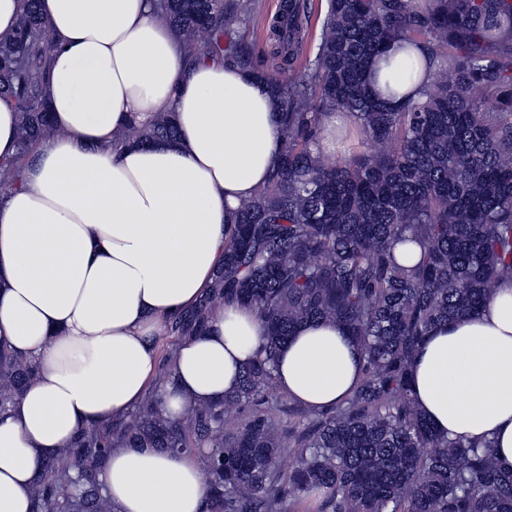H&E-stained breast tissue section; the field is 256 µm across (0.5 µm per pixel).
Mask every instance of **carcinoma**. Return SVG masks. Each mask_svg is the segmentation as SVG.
Listing matches in <instances>:
<instances>
[{"label":"carcinoma","instance_id":"carcinoma-1","mask_svg":"<svg viewBox=\"0 0 512 512\" xmlns=\"http://www.w3.org/2000/svg\"><path fill=\"white\" fill-rule=\"evenodd\" d=\"M36 2L24 0L15 36L0 41V101L18 115V152L0 161V195L55 134ZM157 5L188 56L253 67L236 0ZM305 10V0H284L270 29L280 65L262 70L282 157L239 210L209 295L167 326L189 336L203 330L209 307L238 302L262 317L263 346L224 402L169 418L149 396L129 420L50 455L30 488L34 512H112L98 471L117 444L199 457L204 512H289L315 491L324 512H512V474L498 468L493 442L437 433L408 379L437 324L477 313L512 280V0H328L320 41L297 71ZM396 39L423 42L438 66L426 100L394 112L365 75ZM337 112L379 149L326 155L317 132ZM177 133L167 113L131 122L124 139L144 145ZM314 322L343 325L361 345L360 385L334 414L298 423L286 439L262 410L224 430L229 409L274 396L278 350ZM34 372L0 341L1 414Z\"/></svg>","mask_w":512,"mask_h":512}]
</instances>
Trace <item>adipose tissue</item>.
Here are the masks:
<instances>
[{
	"mask_svg": "<svg viewBox=\"0 0 512 512\" xmlns=\"http://www.w3.org/2000/svg\"><path fill=\"white\" fill-rule=\"evenodd\" d=\"M50 52L46 105L57 130L0 196V340L36 374L0 415V512H32L29 488L52 450L105 427L146 396L176 418L222 402L264 343L259 313L214 307L183 338L159 382L156 337L194 306L224 257L238 209L279 161L283 133L259 71L186 63L153 0H38ZM381 73L391 108L421 103L436 63L422 43L392 42ZM173 113L179 135L122 143L131 120ZM277 383L314 410L364 376L345 327L301 326L277 354ZM412 393L448 437L488 438L512 471V281L477 315L435 326L416 353ZM100 479L114 512H203L193 454L113 449Z\"/></svg>",
	"mask_w": 512,
	"mask_h": 512,
	"instance_id": "1",
	"label": "adipose tissue"
}]
</instances>
